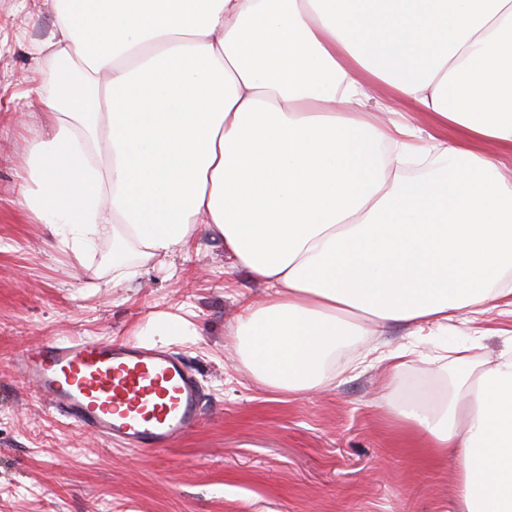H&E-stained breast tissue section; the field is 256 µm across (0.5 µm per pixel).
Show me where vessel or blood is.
Masks as SVG:
<instances>
[{
	"label": "vessel or blood",
	"instance_id": "vessel-or-blood-1",
	"mask_svg": "<svg viewBox=\"0 0 512 512\" xmlns=\"http://www.w3.org/2000/svg\"><path fill=\"white\" fill-rule=\"evenodd\" d=\"M38 399L131 450L161 451L201 423V386L183 361L145 342L71 336L20 351Z\"/></svg>",
	"mask_w": 512,
	"mask_h": 512
}]
</instances>
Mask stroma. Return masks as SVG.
Wrapping results in <instances>:
<instances>
[{
  "mask_svg": "<svg viewBox=\"0 0 512 512\" xmlns=\"http://www.w3.org/2000/svg\"><path fill=\"white\" fill-rule=\"evenodd\" d=\"M53 23L52 0H0V512H449L453 454L407 442L385 404L447 394L458 370L439 360L441 350L497 358L512 319L493 309L420 345L395 324L384 336L389 347H418L399 374L376 361L348 369L350 347L322 392L271 393L244 369L229 334L243 301L265 289L246 272H228L223 243L199 234L167 268L140 263L137 277L116 288L111 241L85 269L18 206L28 146L44 130L38 107L19 105L33 50ZM159 315L196 328L166 346L204 394L199 428L166 451L113 447L75 427L41 404L14 363L53 338L128 339Z\"/></svg>",
  "mask_w": 512,
  "mask_h": 512,
  "instance_id": "1",
  "label": "stroma"
}]
</instances>
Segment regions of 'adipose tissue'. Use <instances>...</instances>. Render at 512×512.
Returning a JSON list of instances; mask_svg holds the SVG:
<instances>
[{"mask_svg":"<svg viewBox=\"0 0 512 512\" xmlns=\"http://www.w3.org/2000/svg\"><path fill=\"white\" fill-rule=\"evenodd\" d=\"M45 42L83 72L45 89L19 206L112 284L198 232L266 293L230 328L268 390H324L349 345L460 312L512 317V0H57ZM380 85L434 128L374 121ZM428 405L388 403L457 449L451 512H512V352Z\"/></svg>","mask_w":512,"mask_h":512,"instance_id":"obj_1","label":"adipose tissue"}]
</instances>
